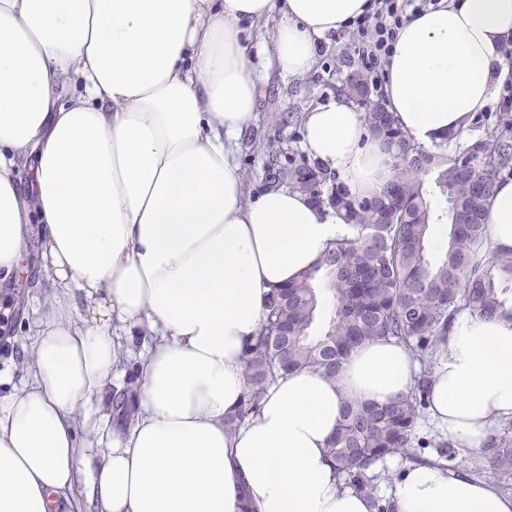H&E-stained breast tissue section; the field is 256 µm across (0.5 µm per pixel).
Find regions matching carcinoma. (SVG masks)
I'll return each mask as SVG.
<instances>
[{
    "label": "carcinoma",
    "mask_w": 512,
    "mask_h": 512,
    "mask_svg": "<svg viewBox=\"0 0 512 512\" xmlns=\"http://www.w3.org/2000/svg\"><path fill=\"white\" fill-rule=\"evenodd\" d=\"M343 95L359 102L373 94L362 71L350 75ZM368 134L395 160L393 178L371 198L351 195L316 160L289 149L271 154L267 183L286 184L334 211L346 232L331 242L320 262L267 298L266 319L245 353L246 392L224 428L236 429L254 413L268 385L301 369L334 377L356 346L394 339L421 365L413 388L399 400L370 405L349 402L328 453L343 484L371 493L369 472L388 457L418 461L413 445L436 349L448 339L450 322L463 306L492 317L512 303V253L477 260L485 246L484 205L495 184L512 177V99L498 112L476 116L479 134L456 146L448 138L429 147L397 126L383 103L365 106ZM450 223L441 259L429 256L434 223ZM333 299L323 308V297ZM320 334H314L318 324ZM113 414L130 420L137 411L131 387L113 397ZM512 421L487 449L494 468L512 478Z\"/></svg>",
    "instance_id": "cac0c4a2"
}]
</instances>
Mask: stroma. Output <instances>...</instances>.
<instances>
[{"mask_svg": "<svg viewBox=\"0 0 512 512\" xmlns=\"http://www.w3.org/2000/svg\"><path fill=\"white\" fill-rule=\"evenodd\" d=\"M280 14H271L247 30L248 55L258 75L263 76L262 92L252 126L235 141L233 151L242 169L247 199H256L267 187L264 164L271 148L302 137L301 125L281 123L284 113L303 116L314 103L335 98L341 92L346 76L357 68L353 52L352 35L341 29L330 35L328 44L322 45L311 71L298 77H280L266 71V59L271 45V35L280 23ZM31 307L13 310L1 333L7 335V345H0V378L19 387L25 382L18 360L31 338L23 321L32 317Z\"/></svg>", "mask_w": 512, "mask_h": 512, "instance_id": "35a3bbf8", "label": "stroma"}]
</instances>
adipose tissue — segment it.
Here are the masks:
<instances>
[{"instance_id": "1", "label": "adipose tissue", "mask_w": 512, "mask_h": 512, "mask_svg": "<svg viewBox=\"0 0 512 512\" xmlns=\"http://www.w3.org/2000/svg\"><path fill=\"white\" fill-rule=\"evenodd\" d=\"M369 0H0V283L28 262L48 290L0 394V512H374L327 456L349 400L387 404L419 369L392 339L353 349L335 379L279 377L253 415L244 351L264 300L317 264L335 212L288 186L245 199L228 147L255 118L260 78L243 26L279 12L272 62L310 71L318 46ZM512 0H439L398 30L384 104L428 146L499 105L512 67ZM303 148L352 195L394 159L345 98L304 114ZM489 252H512V179L484 210ZM153 336L130 427L76 480L78 426L111 398L118 329ZM427 415L457 448L512 420V317L459 310L436 355ZM394 512H512V492L436 464L403 469Z\"/></svg>"}]
</instances>
